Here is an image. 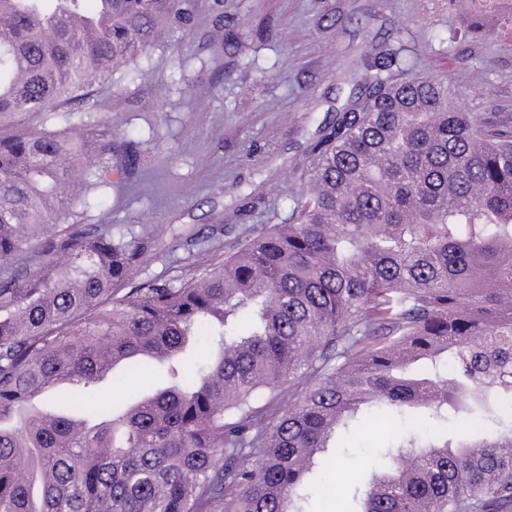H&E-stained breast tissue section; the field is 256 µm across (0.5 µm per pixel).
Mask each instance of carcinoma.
Segmentation results:
<instances>
[{
    "instance_id": "obj_1",
    "label": "carcinoma",
    "mask_w": 512,
    "mask_h": 512,
    "mask_svg": "<svg viewBox=\"0 0 512 512\" xmlns=\"http://www.w3.org/2000/svg\"><path fill=\"white\" fill-rule=\"evenodd\" d=\"M96 2L0 0V512H305L363 407L404 428L358 512H512V124L378 51L288 222L127 291L154 229L70 218L140 152L110 124L6 125L89 111L196 8ZM154 361L166 385L114 407L101 383ZM445 405L453 440L427 430Z\"/></svg>"
}]
</instances>
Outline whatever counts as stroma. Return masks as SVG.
I'll list each match as a JSON object with an SVG mask.
<instances>
[{"mask_svg":"<svg viewBox=\"0 0 512 512\" xmlns=\"http://www.w3.org/2000/svg\"><path fill=\"white\" fill-rule=\"evenodd\" d=\"M399 44L413 73L447 79L462 107L512 120V13L478 15L469 0H198L174 42L140 70H116L93 116L140 143V165L86 210L135 235L164 233L133 276L183 283L261 225L287 220L319 124L346 100L352 71L378 44ZM400 431L379 417L341 434L332 495L308 512H352L367 462Z\"/></svg>","mask_w":512,"mask_h":512,"instance_id":"stroma-1","label":"stroma"}]
</instances>
